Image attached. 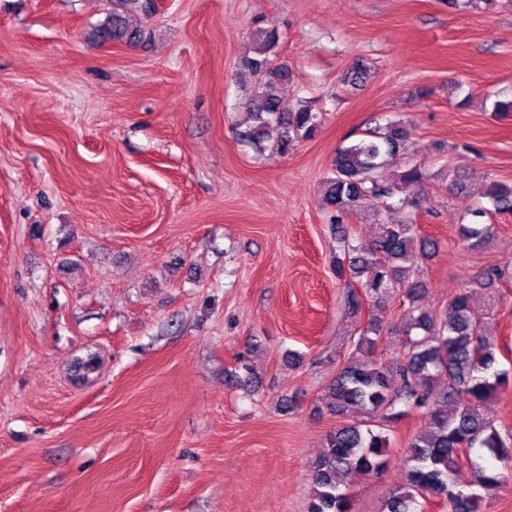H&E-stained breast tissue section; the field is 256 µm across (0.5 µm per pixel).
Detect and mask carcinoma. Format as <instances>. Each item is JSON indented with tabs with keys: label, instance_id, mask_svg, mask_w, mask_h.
Returning a JSON list of instances; mask_svg holds the SVG:
<instances>
[{
	"label": "carcinoma",
	"instance_id": "obj_1",
	"mask_svg": "<svg viewBox=\"0 0 512 512\" xmlns=\"http://www.w3.org/2000/svg\"><path fill=\"white\" fill-rule=\"evenodd\" d=\"M111 11L100 35L114 42L134 43L137 32L126 25L125 15L147 13L145 0H110ZM255 48L242 67L255 78L254 93L247 104L248 126L243 136L255 142L272 140L286 155L301 139L311 137L321 115L311 102L298 100L284 108L280 87L289 78L287 66L275 61L276 34L259 29L252 35ZM368 68L357 61L342 76V83L356 87ZM408 137L402 119L394 117L340 149L325 180L324 202L335 219L331 232L336 242L332 270L348 288L345 307L362 315L364 307L380 304L389 294H403L413 315L402 328L404 350L392 361L351 362L336 375L326 394L336 414L351 407L373 417L403 402L429 409L424 431L414 436L406 450L410 467L402 484L384 504V512H424L418 509L423 494L442 499L448 512H480L482 498L457 489L454 474L465 466L473 469L476 483L488 490L509 480L512 473V433L505 435L482 413L483 404L512 382L499 368L498 347L486 336L490 308L475 302L474 292L464 290L439 310L416 305L420 298L419 262L436 252L433 240L422 236L412 218L394 224H378L373 240L358 246L350 214L372 207L377 214L394 209L395 182L382 178L383 169L397 158ZM431 177L420 163L406 162L398 172L403 184L421 183ZM484 197L490 207L468 210L469 222L459 225V238L469 247H483L492 234L485 218L512 213V183L491 180ZM382 327L374 319L362 326L356 347H375ZM490 466L459 455L461 443ZM389 438L382 432L358 425H340L325 438L313 466L314 493L308 512H352L349 484L359 474L379 473L385 467Z\"/></svg>",
	"mask_w": 512,
	"mask_h": 512
}]
</instances>
